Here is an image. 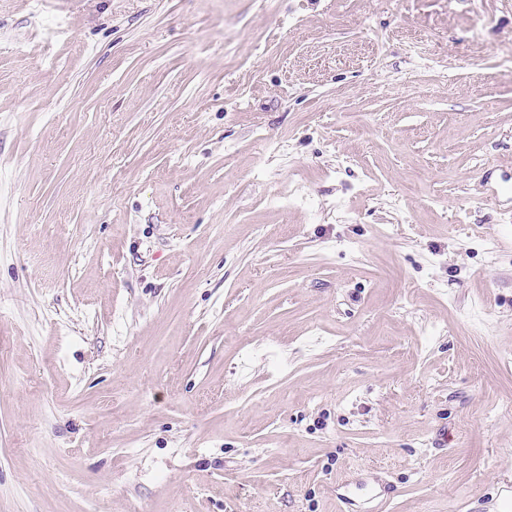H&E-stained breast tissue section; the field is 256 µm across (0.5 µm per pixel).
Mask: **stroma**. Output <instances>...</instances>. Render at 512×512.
I'll list each match as a JSON object with an SVG mask.
<instances>
[{"label":"stroma","instance_id":"35a3bbf8","mask_svg":"<svg viewBox=\"0 0 512 512\" xmlns=\"http://www.w3.org/2000/svg\"><path fill=\"white\" fill-rule=\"evenodd\" d=\"M512 0H0V512H501Z\"/></svg>","mask_w":512,"mask_h":512}]
</instances>
